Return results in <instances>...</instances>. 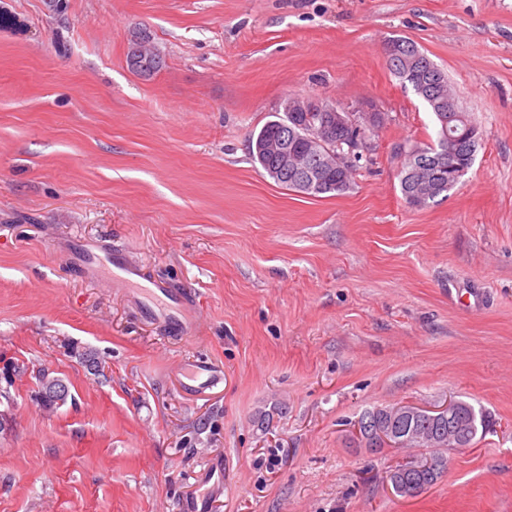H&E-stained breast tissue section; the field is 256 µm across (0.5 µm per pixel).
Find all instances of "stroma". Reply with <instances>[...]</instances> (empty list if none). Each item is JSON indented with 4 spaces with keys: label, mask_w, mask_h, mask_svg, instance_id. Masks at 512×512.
Masks as SVG:
<instances>
[{
    "label": "stroma",
    "mask_w": 512,
    "mask_h": 512,
    "mask_svg": "<svg viewBox=\"0 0 512 512\" xmlns=\"http://www.w3.org/2000/svg\"><path fill=\"white\" fill-rule=\"evenodd\" d=\"M0 0V512H512V0ZM163 59L131 72L132 31ZM404 37L480 135L443 200L410 206L399 147L437 141L391 72ZM381 113L343 194L281 188L248 140L288 94ZM104 239L193 296L192 337L142 320L82 261ZM103 366L95 375L82 356ZM223 386L192 397L176 366ZM45 368L69 389L35 397ZM462 400L493 429L444 451L414 497L409 458L357 447L376 406ZM180 384L190 393H201L217 386L223 379V372L206 360L180 363L178 367ZM414 463L409 462L404 465H399L395 469L390 470L387 475L388 478L389 474L395 470L396 473L400 472L404 476L405 479L399 477L400 491L393 486L394 490L401 495L415 496L423 490L431 487L441 477L445 467L444 459L439 455L431 459L430 462L426 461L425 463H420V467L429 465L428 469L423 472H420L417 469L408 468Z\"/></svg>",
    "instance_id": "stroma-1"
}]
</instances>
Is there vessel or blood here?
Instances as JSON below:
<instances>
[{
	"instance_id": "vessel-or-blood-1",
	"label": "vessel or blood",
	"mask_w": 512,
	"mask_h": 512,
	"mask_svg": "<svg viewBox=\"0 0 512 512\" xmlns=\"http://www.w3.org/2000/svg\"><path fill=\"white\" fill-rule=\"evenodd\" d=\"M111 262L113 278L128 284L144 280L140 266L128 261L120 250H113ZM139 303L145 318L163 323L176 336L184 338L194 332L198 319L196 305L188 296L173 291L165 283L155 281L142 289ZM178 372L182 388L190 393L212 389L223 379L222 370L204 360L180 364Z\"/></svg>"
}]
</instances>
